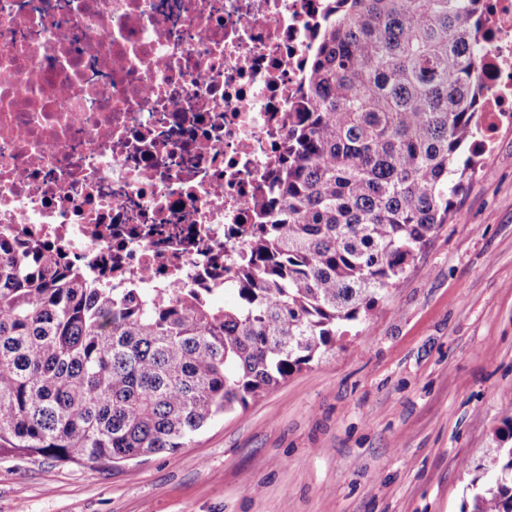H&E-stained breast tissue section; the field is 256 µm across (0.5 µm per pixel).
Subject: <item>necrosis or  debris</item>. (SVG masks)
I'll use <instances>...</instances> for the list:
<instances>
[{
    "label": "necrosis or debris",
    "mask_w": 512,
    "mask_h": 512,
    "mask_svg": "<svg viewBox=\"0 0 512 512\" xmlns=\"http://www.w3.org/2000/svg\"><path fill=\"white\" fill-rule=\"evenodd\" d=\"M480 51L512 124V0ZM315 0H0V238L115 288H223L288 137Z\"/></svg>",
    "instance_id": "necrosis-or-debris-1"
}]
</instances>
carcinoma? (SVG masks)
I'll return each instance as SVG.
<instances>
[{"mask_svg":"<svg viewBox=\"0 0 512 512\" xmlns=\"http://www.w3.org/2000/svg\"><path fill=\"white\" fill-rule=\"evenodd\" d=\"M239 301L102 285L0 238V454L122 462L187 447L336 346L473 175L487 0H327ZM471 512H512V448Z\"/></svg>","mask_w":512,"mask_h":512,"instance_id":"1","label":"carcinoma"}]
</instances>
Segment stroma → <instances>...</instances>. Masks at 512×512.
<instances>
[{"label":"stroma","mask_w":512,"mask_h":512,"mask_svg":"<svg viewBox=\"0 0 512 512\" xmlns=\"http://www.w3.org/2000/svg\"><path fill=\"white\" fill-rule=\"evenodd\" d=\"M348 335L174 454L0 455V512H462L512 445V125Z\"/></svg>","instance_id":"obj_1"}]
</instances>
